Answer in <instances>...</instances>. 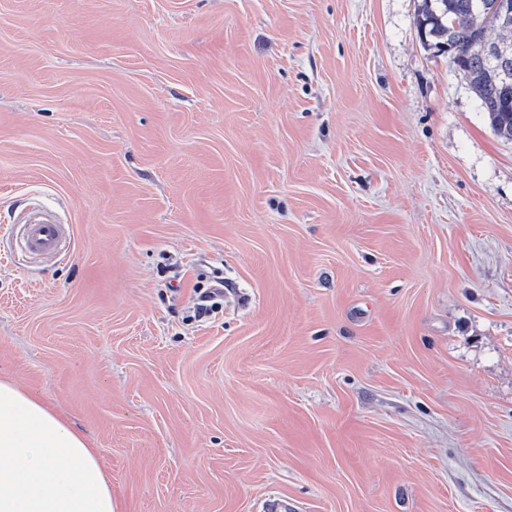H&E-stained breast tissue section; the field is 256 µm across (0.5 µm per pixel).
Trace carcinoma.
I'll list each match as a JSON object with an SVG mask.
<instances>
[{"label": "carcinoma", "mask_w": 512, "mask_h": 512, "mask_svg": "<svg viewBox=\"0 0 512 512\" xmlns=\"http://www.w3.org/2000/svg\"><path fill=\"white\" fill-rule=\"evenodd\" d=\"M497 0H422L416 16L419 39L428 50L448 53L451 66L467 80L496 135L512 141V51L497 56L493 47L512 45V0L508 17L497 15Z\"/></svg>", "instance_id": "carcinoma-1"}]
</instances>
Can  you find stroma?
Masks as SVG:
<instances>
[{
    "instance_id": "1",
    "label": "stroma",
    "mask_w": 512,
    "mask_h": 512,
    "mask_svg": "<svg viewBox=\"0 0 512 512\" xmlns=\"http://www.w3.org/2000/svg\"><path fill=\"white\" fill-rule=\"evenodd\" d=\"M418 7L0 0V379L116 512H512V141ZM22 224L19 243L31 257L43 259L60 253L68 233L65 224H60L54 215L44 211L30 213ZM194 292L197 295L194 317L198 320L209 318L224 301V277L215 276L207 288L196 286Z\"/></svg>"
}]
</instances>
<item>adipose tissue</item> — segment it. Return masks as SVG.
Returning <instances> with one entry per match:
<instances>
[{
    "label": "adipose tissue",
    "mask_w": 512,
    "mask_h": 512,
    "mask_svg": "<svg viewBox=\"0 0 512 512\" xmlns=\"http://www.w3.org/2000/svg\"><path fill=\"white\" fill-rule=\"evenodd\" d=\"M0 512H116L86 438L44 401L0 381Z\"/></svg>",
    "instance_id": "obj_1"
}]
</instances>
